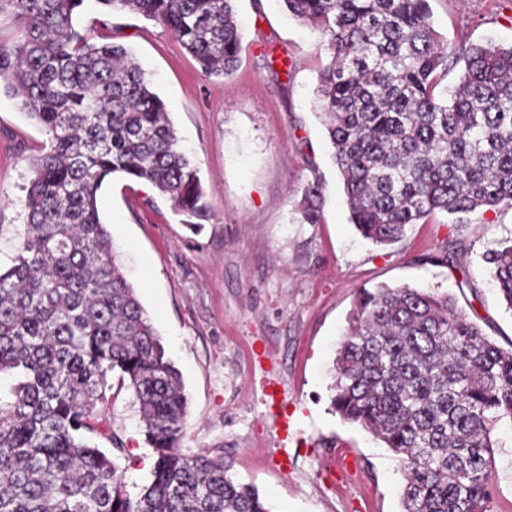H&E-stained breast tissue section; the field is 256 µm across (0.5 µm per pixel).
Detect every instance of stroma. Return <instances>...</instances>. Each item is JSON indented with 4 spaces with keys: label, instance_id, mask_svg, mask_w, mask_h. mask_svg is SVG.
<instances>
[{
    "label": "stroma",
    "instance_id": "obj_1",
    "mask_svg": "<svg viewBox=\"0 0 512 512\" xmlns=\"http://www.w3.org/2000/svg\"><path fill=\"white\" fill-rule=\"evenodd\" d=\"M242 33L233 74L205 75L162 25L85 0L79 23L97 42L129 48L163 99L179 145L198 169L208 213L183 224L149 183L108 177L98 208L117 262L180 371L188 399L180 447L222 454L272 512H402L400 456L331 408L334 359L361 288L410 286L452 295L496 345L512 347L508 311L484 257L512 243V208L434 213L397 242H366L349 220L317 75L318 31L282 0H235ZM450 47L512 45V0H430ZM289 56L270 72L265 52ZM44 130L0 94V266L25 222L30 161ZM319 219H302L307 181ZM447 251L448 265L422 263ZM125 442L127 488L150 479L152 449L128 389L106 409ZM492 512H512V422L493 432Z\"/></svg>",
    "mask_w": 512,
    "mask_h": 512
}]
</instances>
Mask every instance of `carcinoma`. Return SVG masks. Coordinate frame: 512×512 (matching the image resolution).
I'll use <instances>...</instances> for the list:
<instances>
[{
    "instance_id": "cac0c4a2",
    "label": "carcinoma",
    "mask_w": 512,
    "mask_h": 512,
    "mask_svg": "<svg viewBox=\"0 0 512 512\" xmlns=\"http://www.w3.org/2000/svg\"><path fill=\"white\" fill-rule=\"evenodd\" d=\"M85 0H0V89L49 137L32 159L26 224L0 269V512H271L224 457L180 448L186 397L97 205L106 177L152 184L191 228L207 211L198 171L132 52L96 43ZM234 0H97L170 31L208 76L234 70ZM327 37L317 92L350 220L375 245L435 212L512 207V46L448 49L429 0H283ZM464 63L453 89L448 64ZM319 184L302 217H319ZM512 311V245L484 257ZM332 407L402 456V512H492V432L512 421V349L454 300L361 288L335 358ZM138 404L150 481L132 493L105 409L112 376ZM104 437L110 447L101 448Z\"/></svg>"
}]
</instances>
